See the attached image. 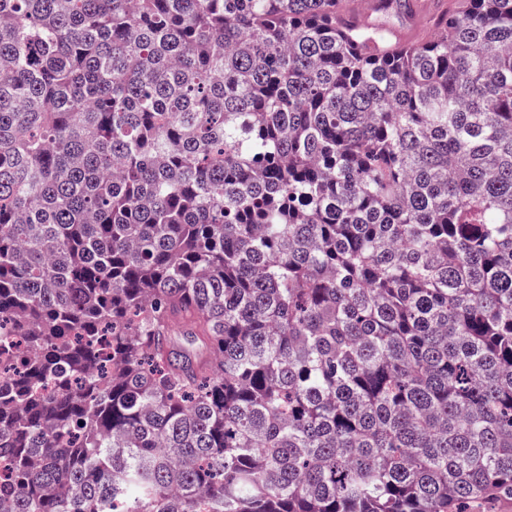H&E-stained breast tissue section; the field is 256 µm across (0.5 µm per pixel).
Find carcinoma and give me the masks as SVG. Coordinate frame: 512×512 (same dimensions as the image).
Returning a JSON list of instances; mask_svg holds the SVG:
<instances>
[{
    "mask_svg": "<svg viewBox=\"0 0 512 512\" xmlns=\"http://www.w3.org/2000/svg\"><path fill=\"white\" fill-rule=\"evenodd\" d=\"M0 0V512L512 499V0ZM413 5L422 4L425 9L418 13L425 18L423 22L418 21L413 17L404 22V25L400 27L399 35L400 38L408 43L426 41L431 37H434L438 30L434 25V13L439 10L448 8V0H411Z\"/></svg>",
    "mask_w": 512,
    "mask_h": 512,
    "instance_id": "cac0c4a2",
    "label": "carcinoma"
}]
</instances>
